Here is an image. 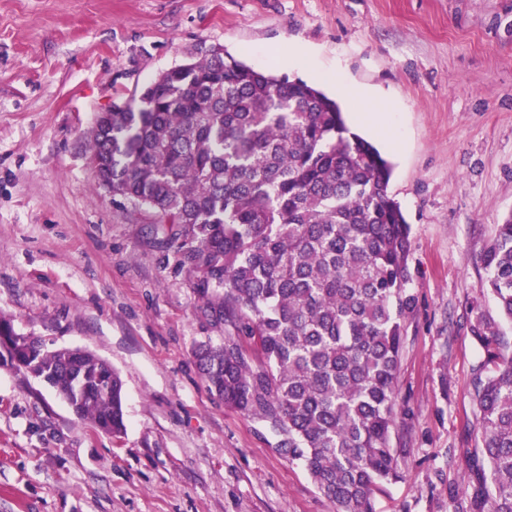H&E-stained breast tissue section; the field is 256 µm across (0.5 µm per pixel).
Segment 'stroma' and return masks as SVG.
I'll return each mask as SVG.
<instances>
[{"mask_svg":"<svg viewBox=\"0 0 512 512\" xmlns=\"http://www.w3.org/2000/svg\"><path fill=\"white\" fill-rule=\"evenodd\" d=\"M343 100L370 92L410 226L392 445L375 512H469L481 455L477 314L496 315L480 255L512 212V0H0V313L51 350L81 347L123 383L126 428L94 429L53 389L0 367V512H335L272 436L228 408L192 352L220 343L196 275L90 163L96 113L187 50ZM303 54L310 66L282 65Z\"/></svg>","mask_w":512,"mask_h":512,"instance_id":"stroma-1","label":"stroma"}]
</instances>
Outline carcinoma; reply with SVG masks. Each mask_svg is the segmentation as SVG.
<instances>
[{
	"mask_svg": "<svg viewBox=\"0 0 512 512\" xmlns=\"http://www.w3.org/2000/svg\"><path fill=\"white\" fill-rule=\"evenodd\" d=\"M88 140L99 182L164 218L154 232L198 274L205 316L219 315L223 342L194 352L209 388L302 464L336 512H375L399 478L396 378L415 303L389 161L319 87L218 47L97 113ZM481 262L512 324V214ZM470 331L484 462L470 512H512V354L494 318L477 315ZM4 364L45 380L98 431L125 430L121 378L93 352L49 351L0 315Z\"/></svg>",
	"mask_w": 512,
	"mask_h": 512,
	"instance_id": "1",
	"label": "carcinoma"
}]
</instances>
